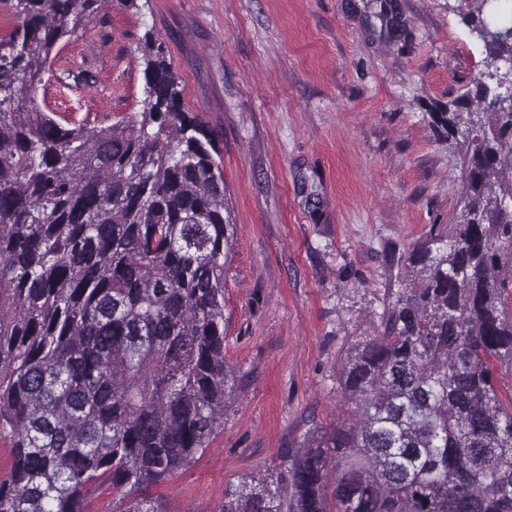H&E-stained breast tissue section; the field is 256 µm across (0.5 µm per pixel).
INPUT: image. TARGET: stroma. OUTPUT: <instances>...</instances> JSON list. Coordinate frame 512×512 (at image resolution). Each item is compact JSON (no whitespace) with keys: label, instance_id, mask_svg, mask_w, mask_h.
Segmentation results:
<instances>
[{"label":"stroma","instance_id":"35a3bbf8","mask_svg":"<svg viewBox=\"0 0 512 512\" xmlns=\"http://www.w3.org/2000/svg\"><path fill=\"white\" fill-rule=\"evenodd\" d=\"M471 0H109L64 38L90 76L35 93L63 126L143 111L140 45L153 32L185 108L215 133L234 226L224 273V358L236 391L206 451L154 487L160 512H221L346 406L337 370L380 329L431 225L463 206L461 150L429 118L474 93L485 47Z\"/></svg>","mask_w":512,"mask_h":512}]
</instances>
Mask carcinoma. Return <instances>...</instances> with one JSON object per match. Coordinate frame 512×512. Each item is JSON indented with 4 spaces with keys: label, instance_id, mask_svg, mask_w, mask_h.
<instances>
[{
    "label": "carcinoma",
    "instance_id": "carcinoma-1",
    "mask_svg": "<svg viewBox=\"0 0 512 512\" xmlns=\"http://www.w3.org/2000/svg\"><path fill=\"white\" fill-rule=\"evenodd\" d=\"M107 2L12 0L21 23L0 40V512H85L101 479L126 489L117 512H157L150 489L205 452L235 387L224 173L162 43L146 33L142 112L87 131L34 101ZM475 2L476 108L432 113L439 141L463 138L464 208L412 249L382 331L341 357L349 422L227 489L222 512H512L493 376L512 358V40Z\"/></svg>",
    "mask_w": 512,
    "mask_h": 512
}]
</instances>
